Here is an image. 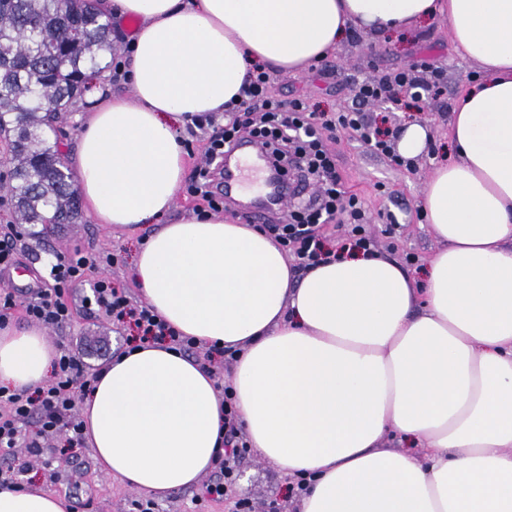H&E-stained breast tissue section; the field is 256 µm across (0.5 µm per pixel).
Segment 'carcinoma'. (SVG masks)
<instances>
[{
    "instance_id": "1",
    "label": "carcinoma",
    "mask_w": 512,
    "mask_h": 512,
    "mask_svg": "<svg viewBox=\"0 0 512 512\" xmlns=\"http://www.w3.org/2000/svg\"><path fill=\"white\" fill-rule=\"evenodd\" d=\"M99 2L0 0V134L9 137L18 224L48 231L80 218L72 174L47 132L110 66L112 25Z\"/></svg>"
}]
</instances>
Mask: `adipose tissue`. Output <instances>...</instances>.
<instances>
[{"mask_svg":"<svg viewBox=\"0 0 512 512\" xmlns=\"http://www.w3.org/2000/svg\"><path fill=\"white\" fill-rule=\"evenodd\" d=\"M136 20L128 97L94 94L71 161L96 223L155 225L133 273L198 344L238 349L236 408L256 457L307 480L299 512H512V0H100ZM447 20L482 82L456 99L453 160L420 206L440 247L423 277L340 251L296 275L259 228L223 213L168 224L187 150L177 129L223 111L254 66L297 71L349 30ZM38 327L0 330V386L47 382ZM210 373L155 341L115 354L81 414L107 473L155 498L196 485L222 449ZM394 433L400 448L385 447ZM0 512H67L0 489Z\"/></svg>","mask_w":512,"mask_h":512,"instance_id":"ef3b65f1","label":"adipose tissue"}]
</instances>
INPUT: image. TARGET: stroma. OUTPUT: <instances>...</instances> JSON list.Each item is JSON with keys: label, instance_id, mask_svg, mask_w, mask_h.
I'll use <instances>...</instances> for the list:
<instances>
[{"label": "stroma", "instance_id": "35a3bbf8", "mask_svg": "<svg viewBox=\"0 0 512 512\" xmlns=\"http://www.w3.org/2000/svg\"><path fill=\"white\" fill-rule=\"evenodd\" d=\"M410 67L424 79H435L436 88L423 92L417 102L406 97L397 104L365 106V117L382 122L393 132L410 119L426 123L433 137L429 155L398 167L342 130L337 131L331 147L349 189L366 207L380 252L401 261L412 253L421 265L436 242L418 203L431 173L448 155L449 122L457 97L484 76L476 62L455 50L447 22H426L410 34L374 40L352 33L334 55L321 63L299 72L274 73L268 94L283 102L299 98L310 109L338 113L351 108L362 82ZM152 230L147 224L134 233L94 223L87 216L80 223L61 224L46 233L25 224L21 227L18 260L31 269L33 280L38 282L48 275L58 253L77 247L114 249L122 253L124 262L108 269L107 274L122 282L136 298L140 295L133 278L137 238ZM49 336L53 342L69 344L83 357L87 368L96 369L124 348L127 333L102 316L80 311L71 324L50 331ZM30 465V471L20 476V483L80 500L77 512H128L130 500L137 495L121 478L100 470L87 445L60 457L61 482L50 481L42 458H31ZM239 469L244 476L236 483V493L251 502L253 512H269L273 506L278 512H297L296 502L286 495V476L281 470L252 455L241 462Z\"/></svg>", "mask_w": 512, "mask_h": 512}]
</instances>
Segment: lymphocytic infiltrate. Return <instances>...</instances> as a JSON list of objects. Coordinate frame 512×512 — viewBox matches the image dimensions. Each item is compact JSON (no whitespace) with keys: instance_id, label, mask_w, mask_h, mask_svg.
I'll return each instance as SVG.
<instances>
[{"instance_id":"obj_1","label":"lymphocytic infiltrate","mask_w":512,"mask_h":512,"mask_svg":"<svg viewBox=\"0 0 512 512\" xmlns=\"http://www.w3.org/2000/svg\"><path fill=\"white\" fill-rule=\"evenodd\" d=\"M270 75L257 68L244 98L227 122L216 116L199 118L197 128L205 139V161L196 169L188 186L189 193L209 210L224 207V196L217 181L224 172V155L243 138L256 139L269 154L279 174L295 172L300 188H311L308 198L300 200L288 214L272 211L263 229L293 259L297 270L305 271L327 260L330 250L324 227L337 223L344 230V240L353 247L370 250L377 241L368 230L366 211L356 194L346 190L336 171V158L326 147L323 132L350 130L370 151L398 161L388 144L389 130L371 128L363 107L410 94L423 82L414 71L403 69L378 81L363 82L359 104L339 115L315 112L296 98L289 102L272 99L267 94ZM321 129V136L297 142L289 137L296 129ZM119 253L109 250L74 249L57 254L49 272V282L17 299L10 290L0 291V328L15 316L30 323L58 329L70 324L77 309L74 293L78 285L89 284L92 295L86 305L112 322L130 327L140 341H166L183 353L194 352L196 344L168 326L146 303L133 301L129 292L103 271L119 265ZM98 371L81 367L78 355L67 346L57 348L51 379L34 392L0 387V457L12 461L10 476L0 479V486L13 485L14 475L29 468V457L43 455L45 442L53 438L65 447L79 448L84 441V422L75 409L76 395L89 391ZM224 403V451L214 461L212 477L203 483L198 501L232 502V512H245L244 500L233 499L237 464L250 448L236 418L229 385H222Z\"/></svg>"}]
</instances>
